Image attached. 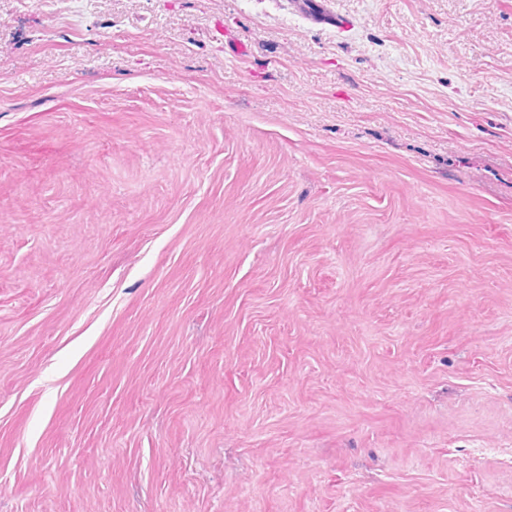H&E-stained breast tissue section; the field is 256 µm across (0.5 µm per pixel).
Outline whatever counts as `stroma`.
I'll return each instance as SVG.
<instances>
[{"label": "stroma", "instance_id": "obj_1", "mask_svg": "<svg viewBox=\"0 0 512 512\" xmlns=\"http://www.w3.org/2000/svg\"><path fill=\"white\" fill-rule=\"evenodd\" d=\"M0 512H512V0H0Z\"/></svg>", "mask_w": 512, "mask_h": 512}]
</instances>
